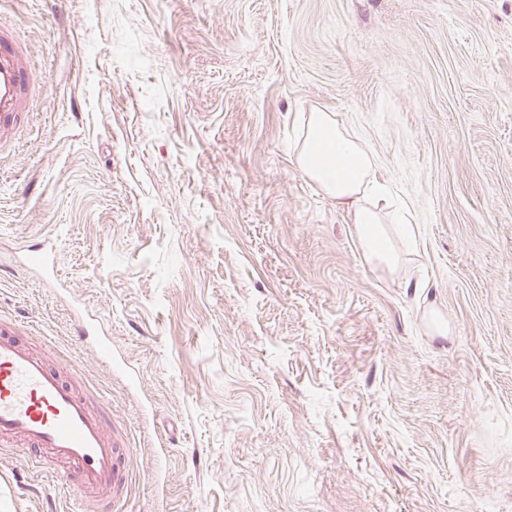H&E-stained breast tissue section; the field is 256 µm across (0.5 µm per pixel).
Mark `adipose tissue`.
Instances as JSON below:
<instances>
[{"instance_id":"1","label":"adipose tissue","mask_w":512,"mask_h":512,"mask_svg":"<svg viewBox=\"0 0 512 512\" xmlns=\"http://www.w3.org/2000/svg\"><path fill=\"white\" fill-rule=\"evenodd\" d=\"M297 160L312 181L352 213L366 260L393 266L396 253L385 230L391 211L388 191L376 182L373 159L358 139L340 129L332 114L309 113Z\"/></svg>"}]
</instances>
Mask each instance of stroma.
I'll return each instance as SVG.
<instances>
[{"label": "stroma", "mask_w": 512, "mask_h": 512, "mask_svg": "<svg viewBox=\"0 0 512 512\" xmlns=\"http://www.w3.org/2000/svg\"><path fill=\"white\" fill-rule=\"evenodd\" d=\"M0 26L45 82L0 131V328L107 398L130 512H512V0H0ZM315 110L406 213L396 267L299 168ZM45 240L71 299L21 262ZM70 507L0 446V512ZM86 312L77 313L76 335L79 340L89 341L104 352V362L112 371V339L99 331L98 320Z\"/></svg>", "instance_id": "1"}]
</instances>
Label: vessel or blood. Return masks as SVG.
Wrapping results in <instances>:
<instances>
[{
  "instance_id": "vessel-or-blood-1",
  "label": "vessel or blood",
  "mask_w": 512,
  "mask_h": 512,
  "mask_svg": "<svg viewBox=\"0 0 512 512\" xmlns=\"http://www.w3.org/2000/svg\"><path fill=\"white\" fill-rule=\"evenodd\" d=\"M36 89L37 75L22 47L10 30L0 28V124L17 123ZM75 332L111 354V337L89 313H78ZM77 370L73 361H50L48 354L0 335V443L33 450L38 470L50 477L69 464L79 475L82 503L112 512L127 497L130 448L112 431L111 408L92 409L65 380V373Z\"/></svg>"
}]
</instances>
